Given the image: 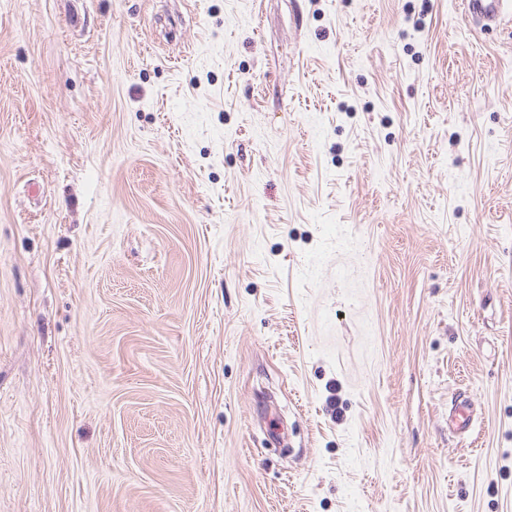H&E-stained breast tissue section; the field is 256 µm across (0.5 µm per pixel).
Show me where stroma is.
I'll use <instances>...</instances> for the list:
<instances>
[{
    "label": "stroma",
    "mask_w": 512,
    "mask_h": 512,
    "mask_svg": "<svg viewBox=\"0 0 512 512\" xmlns=\"http://www.w3.org/2000/svg\"><path fill=\"white\" fill-rule=\"evenodd\" d=\"M459 2L0 0V512H512V17ZM465 16L476 21L481 28L495 25L506 10L512 9L510 0L463 1ZM473 402L469 395L458 394L448 408V432L465 438L473 430Z\"/></svg>",
    "instance_id": "stroma-1"
}]
</instances>
